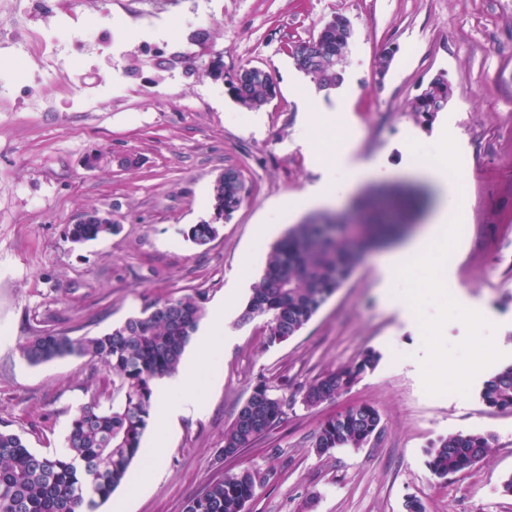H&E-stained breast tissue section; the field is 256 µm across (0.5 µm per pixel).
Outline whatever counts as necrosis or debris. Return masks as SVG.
I'll use <instances>...</instances> for the list:
<instances>
[{
  "mask_svg": "<svg viewBox=\"0 0 512 512\" xmlns=\"http://www.w3.org/2000/svg\"><path fill=\"white\" fill-rule=\"evenodd\" d=\"M111 13L112 0H0V44L13 50L6 67L0 68V93L25 102L27 111H50L45 96L30 94L28 86L13 82V65L23 60L36 73H49L60 82H76L77 67L57 61L58 33L77 42L111 44V31L98 25L99 18ZM64 15L75 18V25L61 28L59 22Z\"/></svg>",
  "mask_w": 512,
  "mask_h": 512,
  "instance_id": "1",
  "label": "necrosis or debris"
}]
</instances>
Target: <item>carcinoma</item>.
<instances>
[{"instance_id": "1", "label": "carcinoma", "mask_w": 512, "mask_h": 512, "mask_svg": "<svg viewBox=\"0 0 512 512\" xmlns=\"http://www.w3.org/2000/svg\"><path fill=\"white\" fill-rule=\"evenodd\" d=\"M346 47L339 28L326 25L320 37L299 44L292 56L296 68L310 76L319 90L329 93L344 82L345 66L336 60V53H344ZM213 76L220 78L224 71ZM226 84L233 98L248 108L261 107L276 96V84L264 69L246 74L239 70L226 77ZM452 96L453 86L441 72L421 88L412 111L432 117L448 107ZM246 193L240 171L227 169L213 187L218 215L230 216ZM357 208L359 224L353 235L343 226L331 230L332 217L324 214L310 215L289 228L270 251L240 321L262 319L271 344L297 335L350 277L363 252L400 231L398 221L406 202L389 195L381 207L366 199L359 201ZM115 229L114 224H73L69 234L89 241ZM217 233L218 225L202 223L190 226L186 236L205 246ZM202 317L203 308L194 293L156 302L103 335L40 331L29 337L21 353L31 364L76 356L103 371L96 395L71 419L65 450L38 452L20 435L0 430V512H96L108 501L141 452L153 407L154 382L178 371L181 355ZM378 360L377 353L368 352L351 366L327 372L306 387L303 404L312 408L346 391ZM254 394L224 433V447L238 454L285 414L284 401L271 394L266 384H259ZM103 398L109 400L108 405L101 403ZM480 398L493 411L512 409V364L484 382ZM380 421L370 404L351 408L319 426L313 448L318 453L359 449L377 432ZM487 448L488 438L482 434L449 435L433 445L427 465L436 478L446 480L472 468L484 458ZM264 479L261 472L249 468L228 472L190 500L185 512H244Z\"/></svg>"}]
</instances>
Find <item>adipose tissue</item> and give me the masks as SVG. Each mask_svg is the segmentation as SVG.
I'll return each mask as SVG.
<instances>
[{
    "instance_id": "ef3b65f1",
    "label": "adipose tissue",
    "mask_w": 512,
    "mask_h": 512,
    "mask_svg": "<svg viewBox=\"0 0 512 512\" xmlns=\"http://www.w3.org/2000/svg\"><path fill=\"white\" fill-rule=\"evenodd\" d=\"M358 138V132H350L343 149L326 158L323 163L325 182L323 186L312 189L308 193V200L330 203L336 196L333 183L337 172H347L350 181L353 182L367 176L368 166L355 157ZM452 213L451 207L445 204L440 205L432 216L431 224L422 234L402 250L385 257L379 268L382 280H389L410 261L426 255L433 239L437 233L443 231ZM233 339V334L224 326V307L220 304L216 305L200 337V351L186 358L176 376L156 381L154 385L156 402L151 416L154 426L153 452L148 460L152 470H159L169 435L180 418L201 413L202 404L199 395L212 381L209 370L223 354L225 345Z\"/></svg>"
}]
</instances>
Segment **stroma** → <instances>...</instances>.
<instances>
[{
  "label": "stroma",
  "instance_id": "obj_1",
  "mask_svg": "<svg viewBox=\"0 0 512 512\" xmlns=\"http://www.w3.org/2000/svg\"><path fill=\"white\" fill-rule=\"evenodd\" d=\"M176 69L122 41L118 50L86 44L80 72L116 67L125 90L100 98L93 112L68 111L77 95L45 82L53 112H18L0 98V429L30 448L60 452L78 407L96 393L99 370L67 357L29 364L19 346L37 331L73 336L108 332L154 302L200 291L204 310L237 291L224 350L204 410L181 418L161 472L137 458L129 478L146 487L127 512H184L190 499L225 472L266 476L246 512H404L406 497L426 512H512L502 481L512 474V411L488 409L479 392L512 364V0H172ZM353 25L345 80L319 91L292 51L334 15ZM208 30L206 46L193 34ZM398 51L384 82L378 56ZM218 56L227 75L268 71L277 96L243 108L200 60ZM446 73L455 86L432 121L411 110L421 85ZM335 109V118L324 107ZM361 133L356 155L368 176L336 175L340 215L354 199L389 192L405 197L409 236L440 202L436 186L413 169L414 155L452 158L460 217L439 234L435 252L381 284L386 248L368 251L352 276L300 333L269 343L262 320L240 315L273 244L317 212L305 194L319 164L348 127ZM102 155L87 169L85 160ZM239 169L249 195L205 246L184 232L212 216V188ZM111 213L115 234L71 243L67 228L86 211ZM418 293L414 311L408 294ZM380 360L346 392L316 407L302 395L330 370L366 351ZM285 402V416L233 459L224 433L258 384ZM374 406L378 432L360 449L321 454L313 435L326 419ZM480 433L489 452L475 467L435 478L429 448L449 434Z\"/></svg>",
  "mask_w": 512,
  "mask_h": 512
}]
</instances>
